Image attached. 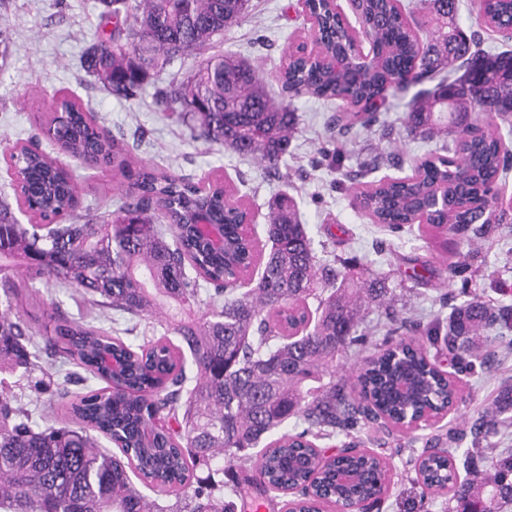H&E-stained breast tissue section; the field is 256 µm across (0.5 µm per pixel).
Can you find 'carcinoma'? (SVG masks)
Masks as SVG:
<instances>
[{"label": "carcinoma", "instance_id": "carcinoma-1", "mask_svg": "<svg viewBox=\"0 0 512 512\" xmlns=\"http://www.w3.org/2000/svg\"><path fill=\"white\" fill-rule=\"evenodd\" d=\"M100 24L80 64L94 82L118 98L132 99L171 62L197 55L211 39L236 24L249 0H98ZM438 27L421 34L408 21L402 0H361L359 25L378 56L358 65L351 37L323 0H311L323 53L342 66L336 75L316 62L287 58L278 78L293 96L326 104L342 100L355 112L336 110L330 130L344 137L358 125L372 129L393 100L408 98L401 124L425 137L443 134L446 149L466 161L461 177L448 158L430 155L424 169L380 179L364 190L368 219L391 229L412 226L421 214L433 223L421 232L460 234L475 224H512V203L488 200L486 192L508 169L498 124L512 125V51L480 56V40L448 25L458 0H420ZM486 26L512 29V0H471ZM442 75L430 88L421 84ZM156 103L178 113L190 135L254 158L277 172L297 131L298 116L268 95L264 75L234 54L201 60L180 80L157 89ZM41 127L74 157L112 166L127 189L111 213L88 221L77 213L74 183L37 149L9 154L28 194L18 199L36 215L65 213L50 226L22 224L7 199L0 200V512H243L252 482L238 473L224 486V469L260 448L265 490L301 489L315 512L370 500L384 475L377 451L342 457L355 480L336 483V467L315 470L313 439L337 429L390 431L405 416L443 407L458 398L456 378L440 373L429 350L444 347L448 360L466 357L465 368L486 364V336L512 332V306L478 294L451 305L432 324L396 325L406 335L370 358L358 375L360 395L335 379L336 356L363 340L367 308L390 306L386 278H365L336 260L315 261L296 205L283 193L268 205L265 238L243 232L248 215L222 186L199 192L191 179L169 173L130 153L106 133L91 110L66 98ZM496 116L477 125V108ZM205 214L222 227L224 248H215L196 224ZM71 288L91 312L131 316L168 310L164 333L133 345L90 321L57 309L50 323L21 315L33 302L27 280ZM212 304L197 313L203 285ZM45 338L40 348L34 337ZM124 366L115 377L101 356ZM71 364L106 383L68 397L69 421L39 426L11 392L9 379L39 389L57 364ZM329 381H324V378ZM512 412V384L476 419L469 431L448 436V447L471 437L474 449L489 441ZM296 418L298 433L283 427ZM118 452L100 448L98 436ZM207 470L200 478L197 471ZM418 474L427 490L452 492L455 512H501L512 503V453L488 457L484 470L457 482L453 458L426 448ZM139 477L173 505L146 499Z\"/></svg>", "mask_w": 512, "mask_h": 512}]
</instances>
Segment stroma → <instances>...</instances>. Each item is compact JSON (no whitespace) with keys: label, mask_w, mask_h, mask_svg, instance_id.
<instances>
[{"label":"stroma","mask_w":512,"mask_h":512,"mask_svg":"<svg viewBox=\"0 0 512 512\" xmlns=\"http://www.w3.org/2000/svg\"><path fill=\"white\" fill-rule=\"evenodd\" d=\"M98 23L94 0H0V33L9 50L6 64L0 65V141L24 143L38 137L41 150L76 175L81 214L96 219L112 212L120 202L121 178L111 169L81 164L40 136L52 102L60 96L91 105L99 125L136 145L144 161L176 175L196 180L206 176L232 186L237 198L252 208L256 224H264L269 200L287 191L297 203L316 255L327 253L358 271L386 274L399 317L426 325L441 315L439 290L418 284L412 269L419 261L442 267L460 252L467 266L447 280L457 301L476 292L512 305L511 229L491 228L482 248L473 253L461 235L432 238L414 228L393 232L371 223L355 201L357 184L348 173L366 154L391 147L398 150L400 167L384 166L369 175L373 181L398 178L410 174L412 159L436 149V142L414 137L401 126L396 127L392 144L362 131L344 140L343 158L339 166H332L329 159L320 158L319 151L327 145L325 121L333 108L300 96L291 101L301 124L286 158L289 177L284 182L275 180L231 150L191 140L184 125L157 105V88L181 78L195 65V58L174 60L154 83L131 99L116 98L99 88L80 66ZM454 24L466 35H479L486 53L512 50V39L487 29L470 0H460ZM307 36L297 0H251L245 16L214 37L208 51H233L256 61L272 96L279 101L283 94L276 74L284 51L289 43ZM476 266L485 267L487 277L472 278ZM490 351L492 359L486 367L459 374L463 400L456 410L430 427L413 431L411 437L398 441L383 436L380 447L389 458L391 479L379 512H448L447 495H423L412 459L422 453L426 442L446 441L449 431L470 425L493 403L502 383H512V351L496 338Z\"/></svg>","instance_id":"stroma-1"}]
</instances>
